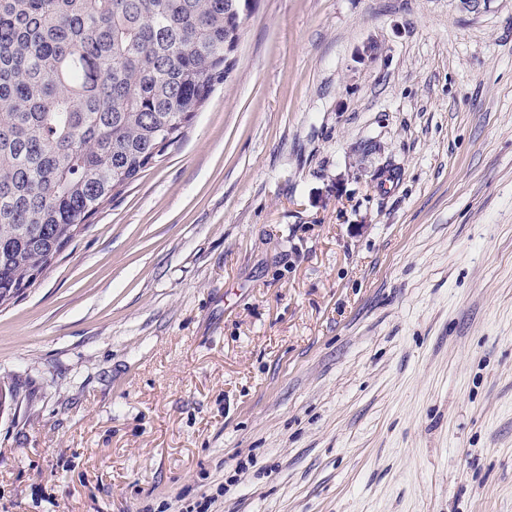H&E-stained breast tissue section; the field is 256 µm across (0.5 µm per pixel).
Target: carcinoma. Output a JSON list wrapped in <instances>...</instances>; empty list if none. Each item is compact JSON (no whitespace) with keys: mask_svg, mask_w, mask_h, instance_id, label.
<instances>
[{"mask_svg":"<svg viewBox=\"0 0 512 512\" xmlns=\"http://www.w3.org/2000/svg\"><path fill=\"white\" fill-rule=\"evenodd\" d=\"M243 20L230 0H0V305L180 142Z\"/></svg>","mask_w":512,"mask_h":512,"instance_id":"carcinoma-1","label":"carcinoma"}]
</instances>
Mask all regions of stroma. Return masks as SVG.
Returning a JSON list of instances; mask_svg holds the SVG:
<instances>
[{
    "mask_svg": "<svg viewBox=\"0 0 512 512\" xmlns=\"http://www.w3.org/2000/svg\"><path fill=\"white\" fill-rule=\"evenodd\" d=\"M234 59L0 306V512H512V0H255Z\"/></svg>",
    "mask_w": 512,
    "mask_h": 512,
    "instance_id": "1",
    "label": "stroma"
}]
</instances>
